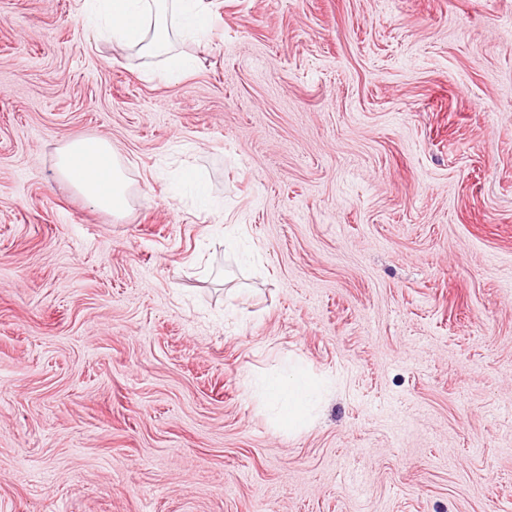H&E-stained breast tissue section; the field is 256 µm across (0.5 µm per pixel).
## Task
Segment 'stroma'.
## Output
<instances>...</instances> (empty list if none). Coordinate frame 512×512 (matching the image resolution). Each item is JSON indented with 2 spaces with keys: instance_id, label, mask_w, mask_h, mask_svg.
Returning <instances> with one entry per match:
<instances>
[{
  "instance_id": "35a3bbf8",
  "label": "stroma",
  "mask_w": 512,
  "mask_h": 512,
  "mask_svg": "<svg viewBox=\"0 0 512 512\" xmlns=\"http://www.w3.org/2000/svg\"><path fill=\"white\" fill-rule=\"evenodd\" d=\"M205 6L164 80L0 0V512H512V0ZM292 365L299 430L250 388ZM58 168L59 173L98 210L113 215L128 210V178L108 139H71L60 149Z\"/></svg>"
}]
</instances>
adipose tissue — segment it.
Segmentation results:
<instances>
[{"mask_svg":"<svg viewBox=\"0 0 512 512\" xmlns=\"http://www.w3.org/2000/svg\"><path fill=\"white\" fill-rule=\"evenodd\" d=\"M83 9L96 30L111 36L114 46L148 57H167L177 74L195 65L194 57L177 52V45L208 24L203 0H83ZM58 168L98 210L113 215L128 210V178L108 139H71L59 152ZM257 392L280 425L297 429L308 421L314 388L301 371L291 368L269 376L258 383Z\"/></svg>","mask_w":512,"mask_h":512,"instance_id":"obj_1","label":"adipose tissue"}]
</instances>
